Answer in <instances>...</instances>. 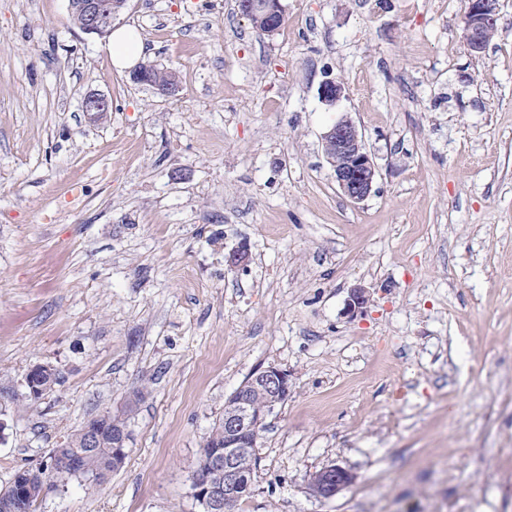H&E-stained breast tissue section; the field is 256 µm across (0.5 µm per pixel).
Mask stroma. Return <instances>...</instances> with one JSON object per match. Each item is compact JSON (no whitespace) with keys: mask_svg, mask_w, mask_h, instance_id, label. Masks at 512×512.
<instances>
[{"mask_svg":"<svg viewBox=\"0 0 512 512\" xmlns=\"http://www.w3.org/2000/svg\"><path fill=\"white\" fill-rule=\"evenodd\" d=\"M281 5L268 37L237 0H128L167 97L69 0H0V487L91 416L130 432L36 512H203L200 449L271 366L291 391L239 512H512V0L479 54L465 0ZM344 115L377 169L358 203L322 144ZM37 364L60 382L31 405ZM332 464L356 480L317 499ZM138 70L139 72L135 73V77H133L134 79L131 76V79L134 82H147L149 84L152 82L161 84H168L172 82L178 83L174 73L158 68L151 62L140 65ZM175 83L162 86L161 88L156 87V89L165 96H175L180 89L179 85Z\"/></svg>","mask_w":512,"mask_h":512,"instance_id":"1","label":"stroma"}]
</instances>
